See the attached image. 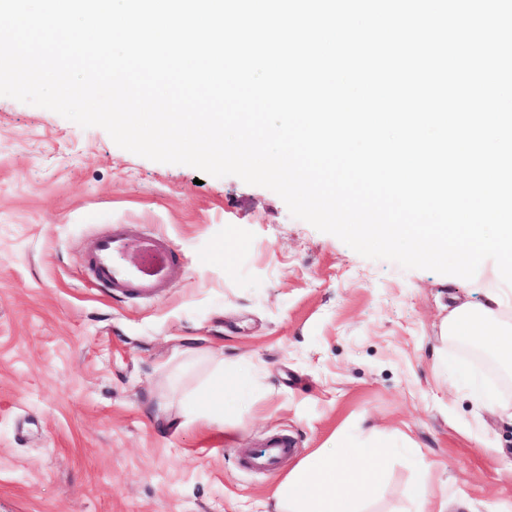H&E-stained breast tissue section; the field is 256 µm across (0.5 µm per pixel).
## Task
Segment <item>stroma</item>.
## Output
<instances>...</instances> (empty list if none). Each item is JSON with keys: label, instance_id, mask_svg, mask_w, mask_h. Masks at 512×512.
Masks as SVG:
<instances>
[{"label": "stroma", "instance_id": "stroma-1", "mask_svg": "<svg viewBox=\"0 0 512 512\" xmlns=\"http://www.w3.org/2000/svg\"><path fill=\"white\" fill-rule=\"evenodd\" d=\"M116 224L170 240L161 295L94 279ZM483 281L362 257L267 188L0 96V512H277L288 473L353 445L383 465L362 512H512V375L441 334ZM276 434L293 454L243 469Z\"/></svg>", "mask_w": 512, "mask_h": 512}]
</instances>
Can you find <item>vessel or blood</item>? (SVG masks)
Here are the masks:
<instances>
[{
    "label": "vessel or blood",
    "instance_id": "b4317fda",
    "mask_svg": "<svg viewBox=\"0 0 512 512\" xmlns=\"http://www.w3.org/2000/svg\"><path fill=\"white\" fill-rule=\"evenodd\" d=\"M90 264L104 287L146 298L159 294L179 274L178 258L165 237L148 235L133 242L120 226L99 242ZM292 451L291 443L281 440L250 458L248 465L271 469Z\"/></svg>",
    "mask_w": 512,
    "mask_h": 512
}]
</instances>
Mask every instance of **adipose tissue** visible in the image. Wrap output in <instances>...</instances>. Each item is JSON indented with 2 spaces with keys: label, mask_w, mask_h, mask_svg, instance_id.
I'll list each match as a JSON object with an SVG mask.
<instances>
[{
  "label": "adipose tissue",
  "mask_w": 512,
  "mask_h": 512,
  "mask_svg": "<svg viewBox=\"0 0 512 512\" xmlns=\"http://www.w3.org/2000/svg\"><path fill=\"white\" fill-rule=\"evenodd\" d=\"M379 465L363 452L347 461L324 449L292 470L275 492L278 512H356L361 491L378 483Z\"/></svg>",
  "instance_id": "ef3b65f1"
}]
</instances>
